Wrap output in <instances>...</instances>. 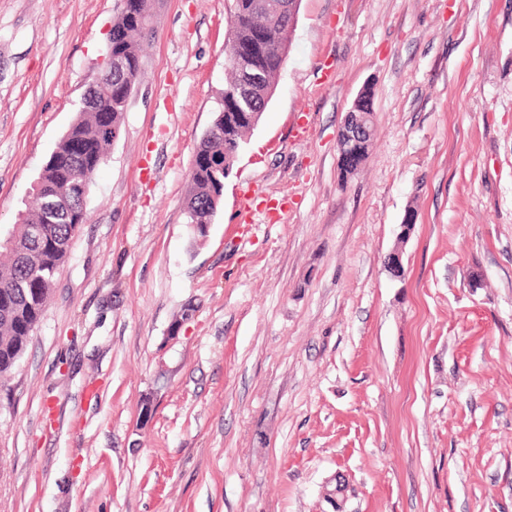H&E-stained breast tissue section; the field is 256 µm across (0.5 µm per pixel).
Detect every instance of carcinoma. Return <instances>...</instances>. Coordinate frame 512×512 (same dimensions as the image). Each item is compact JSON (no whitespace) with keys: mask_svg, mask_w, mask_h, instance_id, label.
Returning a JSON list of instances; mask_svg holds the SVG:
<instances>
[{"mask_svg":"<svg viewBox=\"0 0 512 512\" xmlns=\"http://www.w3.org/2000/svg\"><path fill=\"white\" fill-rule=\"evenodd\" d=\"M280 0H227V13L232 41L240 46L251 44L256 33H265L269 41L281 39V31L264 13V5ZM139 31L131 9H117L106 51L124 59L127 78L112 76V80L97 86L91 93L97 111L80 107L76 116L56 144L38 176L40 187L31 189L37 207L26 216H19L16 232L6 247L0 246V374L9 373L21 359L28 340L40 320L44 305L53 291L55 276L68 258L73 236L87 220V214L75 219L66 214L53 224L42 223L43 203L74 172L95 166L107 154L120 129L125 101L141 73ZM286 59H274L260 51L252 57L251 67L260 80L251 83V105L237 102L240 78L233 68L227 69L224 84V111L241 113L234 117L230 134L234 143H243L253 129L250 114L266 109L264 95L270 83L276 81ZM229 141L202 140L196 148L194 163L189 174V191L185 210L205 212L213 206V194L219 192L224 175L217 170L224 161ZM40 225V238L32 235L31 228Z\"/></svg>","mask_w":512,"mask_h":512,"instance_id":"obj_1","label":"carcinoma"}]
</instances>
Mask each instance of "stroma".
<instances>
[{
	"label": "stroma",
	"instance_id": "stroma-1",
	"mask_svg": "<svg viewBox=\"0 0 512 512\" xmlns=\"http://www.w3.org/2000/svg\"><path fill=\"white\" fill-rule=\"evenodd\" d=\"M115 13L0 0V233ZM228 36L225 0L154 2L88 220L0 379V512H512V0H302L199 243L185 198ZM368 93L372 110L368 108L367 111H361L352 105L338 131L337 137L343 141L342 149L338 150L339 170L344 173L345 178L353 175L364 163L367 157L363 147L372 142L374 129L371 111L373 112L374 89L371 85Z\"/></svg>",
	"mask_w": 512,
	"mask_h": 512
}]
</instances>
